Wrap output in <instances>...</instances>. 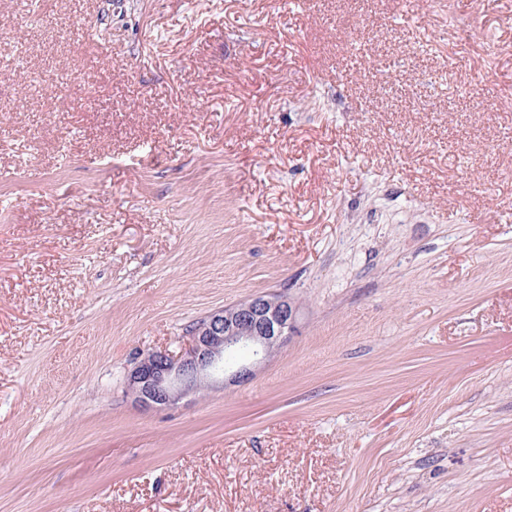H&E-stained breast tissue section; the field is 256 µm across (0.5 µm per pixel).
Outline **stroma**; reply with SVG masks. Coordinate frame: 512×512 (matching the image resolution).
I'll return each mask as SVG.
<instances>
[{
    "instance_id": "1",
    "label": "stroma",
    "mask_w": 512,
    "mask_h": 512,
    "mask_svg": "<svg viewBox=\"0 0 512 512\" xmlns=\"http://www.w3.org/2000/svg\"><path fill=\"white\" fill-rule=\"evenodd\" d=\"M0 512H512V0H0ZM299 312L285 294H257L214 311L191 330L183 354H143L129 374L127 392L143 408L165 409L189 394L244 382L254 374L256 357L266 359L298 333ZM241 350L246 356L235 361Z\"/></svg>"
}]
</instances>
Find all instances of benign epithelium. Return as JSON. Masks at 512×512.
Instances as JSON below:
<instances>
[{
    "label": "benign epithelium",
    "mask_w": 512,
    "mask_h": 512,
    "mask_svg": "<svg viewBox=\"0 0 512 512\" xmlns=\"http://www.w3.org/2000/svg\"><path fill=\"white\" fill-rule=\"evenodd\" d=\"M299 312L285 294H257L214 311L191 330L183 354H143L129 374L127 392L143 408L165 409L189 394L244 382L258 358L271 356L298 333Z\"/></svg>",
    "instance_id": "obj_1"
}]
</instances>
